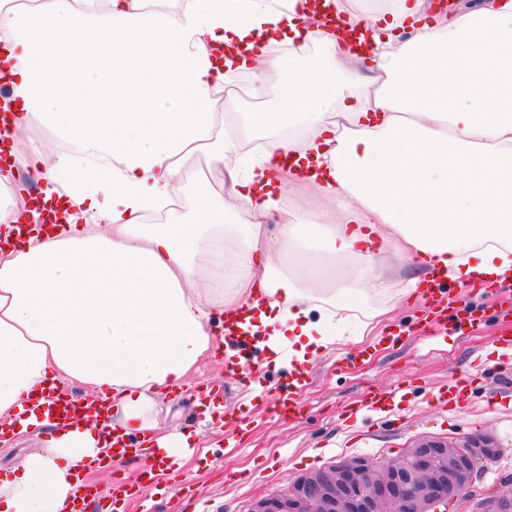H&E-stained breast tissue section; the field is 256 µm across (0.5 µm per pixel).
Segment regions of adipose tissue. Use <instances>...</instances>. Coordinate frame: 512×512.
Listing matches in <instances>:
<instances>
[{
    "label": "adipose tissue",
    "instance_id": "ef3b65f1",
    "mask_svg": "<svg viewBox=\"0 0 512 512\" xmlns=\"http://www.w3.org/2000/svg\"><path fill=\"white\" fill-rule=\"evenodd\" d=\"M169 2L0 0L13 131L64 145L16 156L49 224L19 229L0 175V419L17 435L46 423L60 380L109 404L107 423L64 426L5 474L0 512H71L116 433L191 458L156 399L217 347V315L306 365L340 312L389 291L385 255L462 285L512 278V90L469 64L476 50L512 76V0H325L371 32L366 55L308 0ZM238 72L263 109L239 111ZM199 152L235 156L227 196L186 178ZM175 202L185 221L145 223Z\"/></svg>",
    "mask_w": 512,
    "mask_h": 512
}]
</instances>
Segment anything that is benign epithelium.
<instances>
[{"label": "benign epithelium", "instance_id": "benign-epithelium-1", "mask_svg": "<svg viewBox=\"0 0 512 512\" xmlns=\"http://www.w3.org/2000/svg\"><path fill=\"white\" fill-rule=\"evenodd\" d=\"M500 453L486 435L461 445L425 439L384 468L358 457L305 474L288 491L256 500L250 512H449L464 503L471 512H512L511 494L468 495L476 465Z\"/></svg>", "mask_w": 512, "mask_h": 512}]
</instances>
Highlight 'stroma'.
Masks as SVG:
<instances>
[{
  "label": "stroma",
  "mask_w": 512,
  "mask_h": 512,
  "mask_svg": "<svg viewBox=\"0 0 512 512\" xmlns=\"http://www.w3.org/2000/svg\"><path fill=\"white\" fill-rule=\"evenodd\" d=\"M448 286L450 296L439 297L437 305L457 331L444 343L424 340V304L417 296L389 299V317L378 323L370 320L369 309L346 312L347 332L309 364L308 384L290 419L271 407L287 388V363L249 361L229 381L223 356L202 357L187 385L157 399L161 432L195 434L197 452L181 468V480L162 471L140 486L142 462L125 460L87 474L90 492L108 504L114 482L139 485L125 512H248L256 498L287 490L303 474L356 457L394 463L418 440L461 442L475 434L490 436L502 450L497 459L479 464L475 493L512 491V362H497L494 353L496 337L512 328V283L488 293L453 280ZM464 305L482 310V319L461 324ZM399 327L407 331L403 342L374 345L375 337ZM369 344L372 356L356 359ZM465 376L474 383L458 402L433 404V393ZM211 386L222 387L224 408L243 415L244 427L216 416L205 419L195 400ZM379 391L395 394L397 422L361 412L368 394Z\"/></svg>",
  "instance_id": "35a3bbf8"
}]
</instances>
